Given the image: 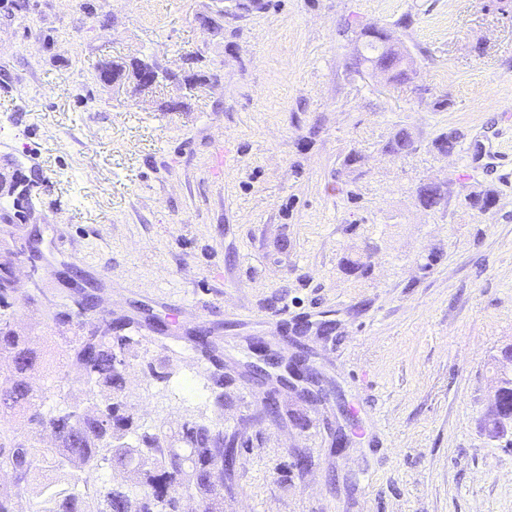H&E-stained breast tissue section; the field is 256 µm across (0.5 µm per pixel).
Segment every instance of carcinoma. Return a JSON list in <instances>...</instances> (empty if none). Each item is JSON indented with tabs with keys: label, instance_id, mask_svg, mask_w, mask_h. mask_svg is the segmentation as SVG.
I'll use <instances>...</instances> for the list:
<instances>
[{
	"label": "carcinoma",
	"instance_id": "carcinoma-1",
	"mask_svg": "<svg viewBox=\"0 0 512 512\" xmlns=\"http://www.w3.org/2000/svg\"><path fill=\"white\" fill-rule=\"evenodd\" d=\"M370 55L362 61L390 73L391 82L411 79V58L390 44L391 33L384 27L359 32ZM458 144L454 133H443L433 143L440 153L451 154ZM415 150L408 129L397 130L385 143L393 156ZM466 205L487 210L496 204L491 190L470 192ZM17 254H0V355L10 361L8 380L0 383V423L22 415L27 421L52 434L46 443L0 426V470L11 474L10 487L0 489V512H185L179 492L191 494L197 512H224V472L232 469L234 448L246 444L236 435L224 436V429L185 419L179 428L151 432L142 427L136 414L122 398L127 386L126 370L115 365L116 356L128 354L139 339L124 334L140 323L125 318L112 321L98 297L65 288L66 295L50 303L48 320L55 326L75 328L66 337L63 354L67 373L89 388L77 407L44 410L41 396L30 384L36 372L51 363L29 337L14 328V268ZM192 349L209 364L208 381L216 402L224 400V349L206 330L185 336ZM135 437V443L125 438ZM126 475V480L104 489H90V481L101 464ZM49 464L53 477L36 482L39 464Z\"/></svg>",
	"mask_w": 512,
	"mask_h": 512
}]
</instances>
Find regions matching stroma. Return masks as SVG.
<instances>
[{
  "label": "stroma",
  "mask_w": 512,
  "mask_h": 512,
  "mask_svg": "<svg viewBox=\"0 0 512 512\" xmlns=\"http://www.w3.org/2000/svg\"><path fill=\"white\" fill-rule=\"evenodd\" d=\"M374 25L411 83L358 64ZM134 56L181 82L95 80ZM402 127L415 151L386 154ZM0 179L30 190L22 216L0 194V240L44 288L16 329L62 350L46 297L69 274L113 317L164 320L172 355L142 327L124 396L146 428L194 413L247 439L224 512H512V443L483 428L512 345V0H0ZM481 189L495 206H466ZM198 327L224 339L220 407L179 341ZM262 339L326 398L255 376Z\"/></svg>",
  "instance_id": "obj_1"
}]
</instances>
